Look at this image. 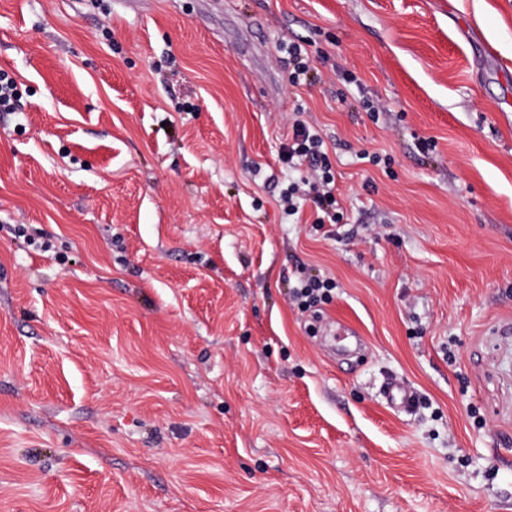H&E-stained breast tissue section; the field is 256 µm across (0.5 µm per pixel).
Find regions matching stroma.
Here are the masks:
<instances>
[{"mask_svg": "<svg viewBox=\"0 0 512 512\" xmlns=\"http://www.w3.org/2000/svg\"><path fill=\"white\" fill-rule=\"evenodd\" d=\"M0 70V512H512V0H0ZM285 42L280 41L279 48L288 55L289 64L292 66L291 70V83L294 88H308L314 83V76H312L313 66L309 52L305 45L306 41ZM19 98L18 84L7 72L0 71V112L15 109ZM304 159L310 163L314 181H303L304 185H309V190H302L296 182H289L282 196L287 205L284 210L288 211V216L298 215L305 202L309 201L316 216L314 224H340L344 209L336 197L335 176L324 140L304 122L297 120L293 124L291 141L283 147L282 160L294 168ZM298 199L303 201L302 205ZM336 282L331 278L310 277L303 279L297 288H293L291 299L302 312L310 311L333 299Z\"/></svg>", "mask_w": 512, "mask_h": 512, "instance_id": "1", "label": "stroma"}]
</instances>
